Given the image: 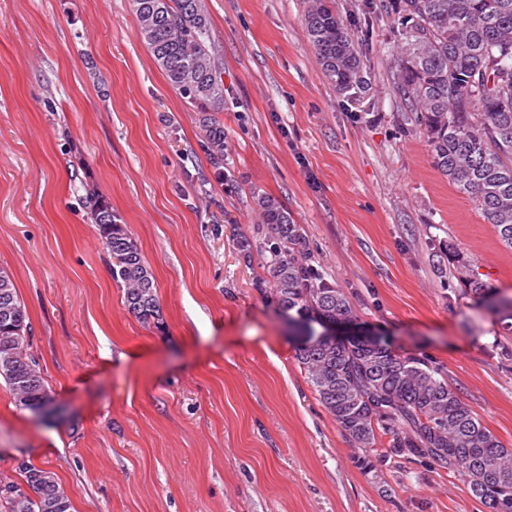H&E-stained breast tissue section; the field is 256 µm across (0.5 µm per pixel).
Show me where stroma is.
Returning a JSON list of instances; mask_svg holds the SVG:
<instances>
[{
    "label": "stroma",
    "mask_w": 512,
    "mask_h": 512,
    "mask_svg": "<svg viewBox=\"0 0 512 512\" xmlns=\"http://www.w3.org/2000/svg\"><path fill=\"white\" fill-rule=\"evenodd\" d=\"M388 3L334 0L368 81L351 102L306 37L307 0H205L219 170L131 0H0V268L61 410L42 419L0 384V473L53 472L72 512H487L436 465L357 464L254 286L265 252L236 245L256 195L277 199L357 326L428 359L512 448V249L433 167L395 87ZM93 194L140 244L162 323L125 308Z\"/></svg>",
    "instance_id": "stroma-1"
}]
</instances>
